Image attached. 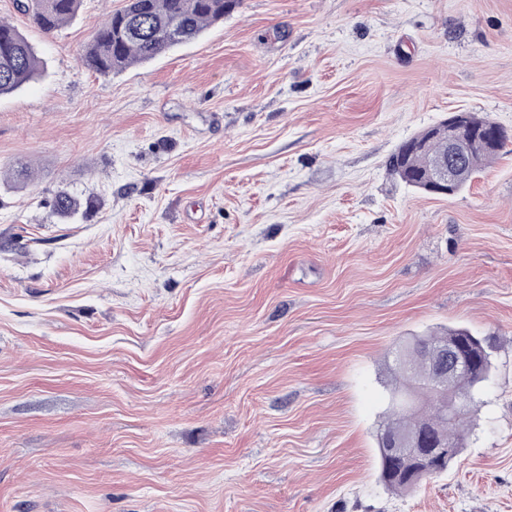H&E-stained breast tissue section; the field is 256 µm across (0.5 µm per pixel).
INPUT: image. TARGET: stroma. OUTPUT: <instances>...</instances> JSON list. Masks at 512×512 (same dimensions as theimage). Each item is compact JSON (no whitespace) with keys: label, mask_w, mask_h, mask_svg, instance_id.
<instances>
[{"label":"stroma","mask_w":512,"mask_h":512,"mask_svg":"<svg viewBox=\"0 0 512 512\" xmlns=\"http://www.w3.org/2000/svg\"><path fill=\"white\" fill-rule=\"evenodd\" d=\"M124 5L46 34L0 0L42 61L0 97V512H512V142L453 197L387 168L451 112L512 130V0H242L102 76ZM448 326L490 377L397 495L388 366Z\"/></svg>","instance_id":"obj_1"}]
</instances>
